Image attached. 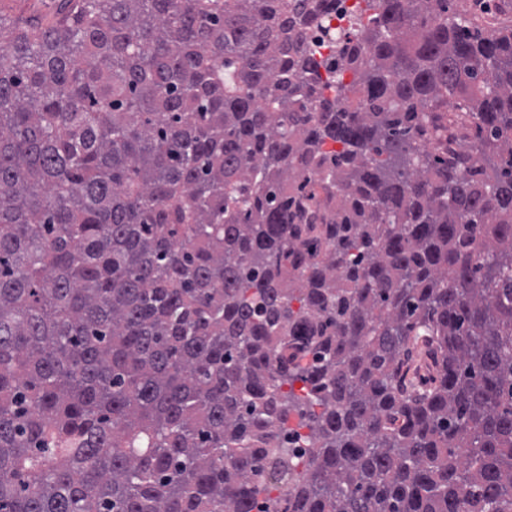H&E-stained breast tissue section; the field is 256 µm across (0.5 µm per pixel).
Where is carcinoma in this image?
<instances>
[{
  "instance_id": "obj_1",
  "label": "carcinoma",
  "mask_w": 512,
  "mask_h": 512,
  "mask_svg": "<svg viewBox=\"0 0 512 512\" xmlns=\"http://www.w3.org/2000/svg\"><path fill=\"white\" fill-rule=\"evenodd\" d=\"M343 2L0 15V512H512L509 5Z\"/></svg>"
}]
</instances>
